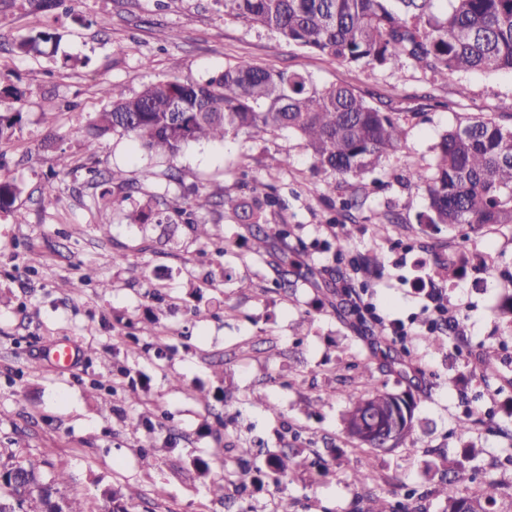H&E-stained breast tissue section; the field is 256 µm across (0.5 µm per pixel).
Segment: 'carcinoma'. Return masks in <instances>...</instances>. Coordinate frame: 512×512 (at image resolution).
<instances>
[{"instance_id": "cac0c4a2", "label": "carcinoma", "mask_w": 512, "mask_h": 512, "mask_svg": "<svg viewBox=\"0 0 512 512\" xmlns=\"http://www.w3.org/2000/svg\"><path fill=\"white\" fill-rule=\"evenodd\" d=\"M224 15L275 33L288 45L308 49L346 66L360 69L393 66L403 60L417 64L434 80L458 72L496 74L512 72V0H221ZM48 31L21 38L16 49L27 54L41 43L53 42ZM107 104L86 128V146L95 151L100 140L114 134L132 138L140 149L174 158L189 144L224 140L246 134L271 135L283 129L303 142L315 164L339 178L357 198L367 199V174L380 166L400 145L405 131L392 112L367 102L351 87L318 85L301 71H275L239 62L205 81L163 79L138 92L112 85L104 90ZM22 113L11 107L0 111V143L12 139ZM435 163L427 170L407 168L408 186L424 189L427 204L417 215L420 224L478 231L512 224V124L489 116L470 117L444 131L434 145ZM91 195L98 209L114 204V189L127 188L123 172L114 169L98 180L90 171ZM21 193L9 180H0V212L8 213ZM212 195L194 191L174 208L186 220L196 239L212 241L210 225L195 215L211 211ZM285 208L275 192L259 186L248 197L224 193V212L244 224H254L253 251L268 253L271 239L287 242L286 224H272L269 216ZM280 277L291 273L304 279L312 273L305 256L282 252L275 256ZM194 398L214 423L208 432L224 427L226 414L214 409L219 392L203 384ZM348 436L367 449L361 469L352 475L362 483L364 471L374 464L373 453L406 444L414 427V407L395 392L375 388L351 400L343 419ZM151 412L134 409L125 422L132 435L151 431ZM237 466L209 486V493L231 507L245 499L251 488L277 485L290 473L315 470L329 473L318 451L305 449L274 453L262 444L237 449ZM42 461L0 462V512H88L74 498H54L66 475L45 481ZM494 480L481 484L472 497L460 495L456 482L444 478L433 494L444 501L443 512H486L484 505L501 495ZM139 493H110L99 512H132ZM362 512H394L385 496H366Z\"/></svg>"}]
</instances>
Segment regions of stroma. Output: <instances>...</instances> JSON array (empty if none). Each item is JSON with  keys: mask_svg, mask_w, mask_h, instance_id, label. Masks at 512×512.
Returning a JSON list of instances; mask_svg holds the SVG:
<instances>
[{"mask_svg": "<svg viewBox=\"0 0 512 512\" xmlns=\"http://www.w3.org/2000/svg\"><path fill=\"white\" fill-rule=\"evenodd\" d=\"M169 28L177 38L161 40L160 30ZM40 30L58 34L55 53L19 54L17 40ZM240 60L302 70L320 85H349L368 101L383 99L399 117L405 141L373 173L378 186L355 224L340 223L345 192L318 193L327 174L315 171L310 153L286 131L191 144L170 161L181 172L177 181H143L142 170L157 160L127 137H108L87 155L82 131L104 104L103 87L137 91L172 77L204 80ZM0 75L27 90L16 105L21 125L0 144V180L22 189L13 210L0 214V448L17 460L51 449L44 477L65 471L61 495L82 499L88 512H98L105 491L126 487L140 493L134 512H225L206 490L222 478L221 466L204 479L191 478L190 470L193 459L221 455L236 436L261 437L274 451L301 442L322 450L333 472L319 481L308 471L253 490L246 512H360L368 490L402 512H441L432 490L444 454L463 461L460 494L497 481L503 493L488 510L512 512V325L499 314L512 292V224L462 241L458 232L418 223L425 195L400 180L409 165L432 167V146L444 129L481 114L512 113V73H458L434 82L410 61L351 68L226 18L220 0H74L52 14L0 0ZM285 151L292 158L286 168ZM62 154L69 170L58 196L43 202L40 188L59 172ZM92 168L122 170L141 189L116 192L112 207L92 208ZM253 180L286 199L276 221L289 225V245L321 270L317 285L299 280L273 289L275 269L251 251L252 230L236 218L202 216L214 226V241L228 243L220 257L204 251L185 224L128 218L147 202L171 211L190 184L218 196L245 195ZM382 215L387 224H379ZM101 224L107 235H99ZM372 252L382 262L365 267ZM462 252L471 254L470 264L452 280L439 278V264ZM32 253L38 262H29ZM116 253L124 254L123 265H113ZM89 265L96 282L73 289ZM423 279L434 281L454 318L437 331L442 348L429 347L420 334L407 349L375 338L371 322L347 312L346 286L365 289L387 318L421 321L426 300L415 286ZM209 303L216 316L192 322L190 309ZM148 318L157 320L158 335L129 345L131 325ZM66 344L76 345L80 359L62 373L52 352ZM160 348L166 357H157ZM489 351L497 354L490 364ZM364 357L376 386L413 397L417 422L407 447L377 453L373 475L357 486L351 475L364 452L344 434L342 416L351 397L368 390L352 367ZM116 365L131 369L138 399L156 406L154 437L173 443L166 457L143 456L142 436L124 430L131 403L113 389ZM474 367L480 380L470 378ZM216 368L223 382L214 379ZM176 378L181 388L172 387ZM199 383L223 386L227 432L203 430L205 413L192 398ZM255 394L277 414L252 406ZM310 403L312 417L305 413ZM464 420L472 428L462 435L457 426ZM469 447L478 456H466Z\"/></svg>", "mask_w": 512, "mask_h": 512, "instance_id": "35a3bbf8", "label": "stroma"}]
</instances>
